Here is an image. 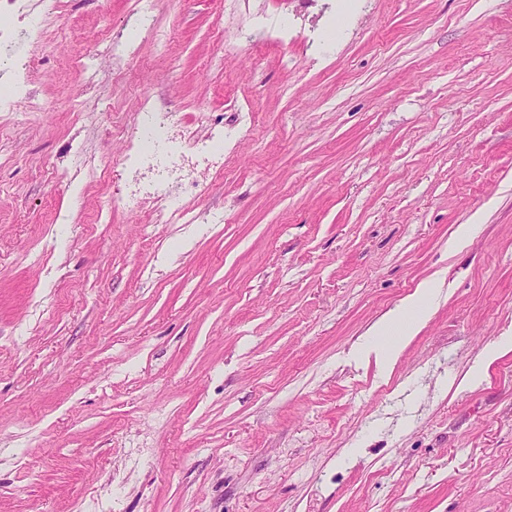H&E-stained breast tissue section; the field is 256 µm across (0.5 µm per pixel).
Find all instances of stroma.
Masks as SVG:
<instances>
[{
    "mask_svg": "<svg viewBox=\"0 0 512 512\" xmlns=\"http://www.w3.org/2000/svg\"><path fill=\"white\" fill-rule=\"evenodd\" d=\"M0 112V512H512V0H36ZM224 130L121 201L143 103ZM202 216L172 224L174 207ZM152 223H144V214ZM475 223L466 249L458 225ZM449 291L387 376L354 344ZM140 6L137 10L138 26L137 30L149 34H153L160 45L166 44V38L160 34L153 23V7L152 0H139ZM15 71L17 79L15 85H5L0 87V112H11L16 106L17 99L25 102L24 112H44L48 109L46 101L38 98L34 94L26 92V65L19 61L15 62ZM512 351V334L507 333L498 340L486 345L478 356L473 371H470L464 381L470 385L477 383L483 376V370L506 353Z\"/></svg>",
    "mask_w": 512,
    "mask_h": 512,
    "instance_id": "obj_1",
    "label": "stroma"
}]
</instances>
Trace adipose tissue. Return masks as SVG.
<instances>
[{"label":"adipose tissue","instance_id":"1","mask_svg":"<svg viewBox=\"0 0 512 512\" xmlns=\"http://www.w3.org/2000/svg\"><path fill=\"white\" fill-rule=\"evenodd\" d=\"M440 298V289L426 285L417 288L374 324L372 339L359 346L356 360L376 362L380 374L391 372L403 349L425 325Z\"/></svg>","mask_w":512,"mask_h":512}]
</instances>
